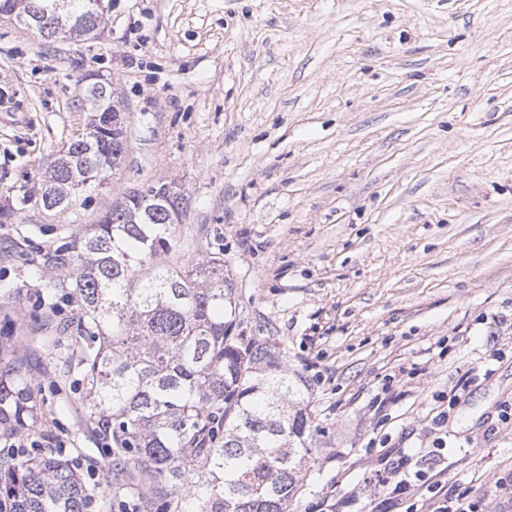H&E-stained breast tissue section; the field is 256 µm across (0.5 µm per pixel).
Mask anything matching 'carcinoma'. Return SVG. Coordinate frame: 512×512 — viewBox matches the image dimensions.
Here are the masks:
<instances>
[{
    "label": "carcinoma",
    "mask_w": 512,
    "mask_h": 512,
    "mask_svg": "<svg viewBox=\"0 0 512 512\" xmlns=\"http://www.w3.org/2000/svg\"><path fill=\"white\" fill-rule=\"evenodd\" d=\"M21 1L50 39L49 0H0V14ZM68 4L74 19L100 28L87 0ZM111 96L88 85L92 118L46 173L44 209H70L126 154L123 137L104 126ZM155 189L124 196L41 258L59 272L52 290L77 297L74 368L89 418L108 432L117 475L139 479L136 512H287L301 464L317 452L308 389L268 343L231 335L236 303L223 259L187 269L162 262L187 202L175 194L144 219L139 208ZM31 380L20 361L0 367V432L37 425ZM96 495L106 490L88 487L49 442L0 456L8 512H84Z\"/></svg>",
    "instance_id": "cac0c4a2"
}]
</instances>
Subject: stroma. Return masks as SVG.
I'll return each instance as SVG.
<instances>
[{"label":"stroma","mask_w":512,"mask_h":512,"mask_svg":"<svg viewBox=\"0 0 512 512\" xmlns=\"http://www.w3.org/2000/svg\"><path fill=\"white\" fill-rule=\"evenodd\" d=\"M104 6L78 41L0 17V358L33 357L38 430L111 484L66 341L29 338L76 308L33 270L112 201L174 182L170 261L223 259L234 335L275 343L311 394L317 454L288 512H376L346 492L387 447L449 497L512 512V0ZM88 74L127 108L126 157L85 204L47 211Z\"/></svg>","instance_id":"35a3bbf8"}]
</instances>
